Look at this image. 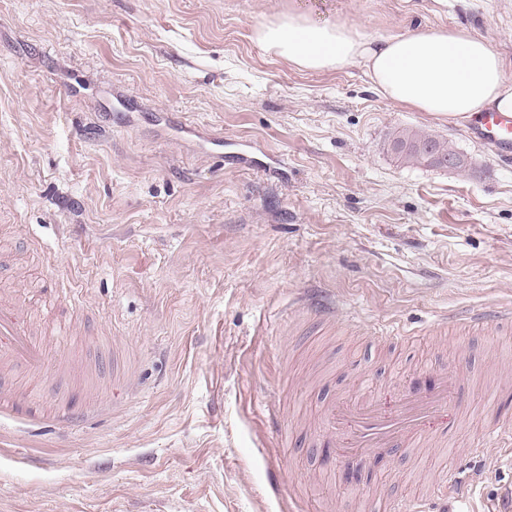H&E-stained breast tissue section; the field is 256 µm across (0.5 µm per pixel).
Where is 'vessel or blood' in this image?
<instances>
[{
  "label": "vessel or blood",
  "mask_w": 512,
  "mask_h": 512,
  "mask_svg": "<svg viewBox=\"0 0 512 512\" xmlns=\"http://www.w3.org/2000/svg\"><path fill=\"white\" fill-rule=\"evenodd\" d=\"M475 133L480 139L495 143L504 161L512 162L511 113L494 110L480 113ZM465 323L484 329L511 326L512 318L504 311L490 309L466 317ZM45 359L46 348L35 338L19 303L1 293L0 411L15 414L23 405L9 378L11 371L40 372ZM467 406L456 378L443 367L436 370L432 386L424 388L409 383L399 388L390 408L375 393L346 394L334 399L325 409L320 445L330 449L333 465L340 468L349 467L377 449L394 454L417 441L442 446L448 442L450 433L432 431V422L443 414H459ZM456 498V479L451 476L436 482L431 500L414 502L411 512H428L434 501L445 507Z\"/></svg>",
  "instance_id": "obj_1"
}]
</instances>
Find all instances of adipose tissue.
<instances>
[{"mask_svg":"<svg viewBox=\"0 0 512 512\" xmlns=\"http://www.w3.org/2000/svg\"><path fill=\"white\" fill-rule=\"evenodd\" d=\"M256 42L303 70L362 65L372 89L391 105L451 124L489 110L512 113V78L502 58L463 28L373 38L347 23L293 7L262 25Z\"/></svg>","mask_w":512,"mask_h":512,"instance_id":"obj_1","label":"adipose tissue"}]
</instances>
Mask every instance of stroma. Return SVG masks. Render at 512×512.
Returning a JSON list of instances; mask_svg holds the SVG:
<instances>
[{"instance_id": "35a3bbf8", "label": "stroma", "mask_w": 512, "mask_h": 512, "mask_svg": "<svg viewBox=\"0 0 512 512\" xmlns=\"http://www.w3.org/2000/svg\"><path fill=\"white\" fill-rule=\"evenodd\" d=\"M297 1L372 37L467 28L512 76V0H0V291L41 326L52 308L86 328L22 380L101 408L0 414V512H367L451 471L477 485L453 512L507 507L512 451L468 444L494 425L482 387L512 416V331L432 327L512 308V165L468 125L387 104L360 65L263 53L255 28ZM402 128L449 140L465 170L406 162ZM103 346L123 355L117 399L110 370L86 392L57 372ZM440 365L473 389L456 455L406 448L327 478L326 404Z\"/></svg>"}]
</instances>
